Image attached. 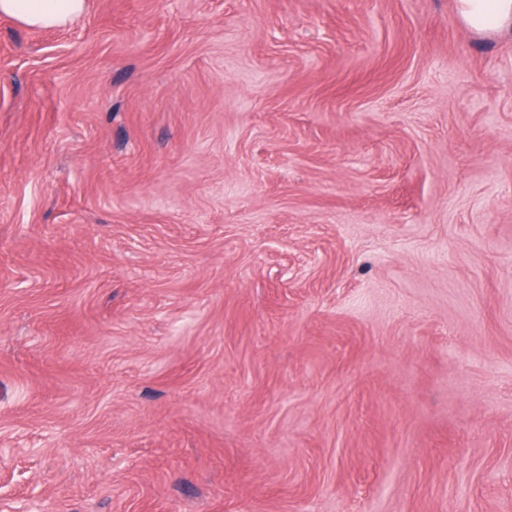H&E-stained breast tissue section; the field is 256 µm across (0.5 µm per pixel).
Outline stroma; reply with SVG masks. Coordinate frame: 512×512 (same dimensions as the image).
I'll return each mask as SVG.
<instances>
[{
	"instance_id": "35a3bbf8",
	"label": "stroma",
	"mask_w": 512,
	"mask_h": 512,
	"mask_svg": "<svg viewBox=\"0 0 512 512\" xmlns=\"http://www.w3.org/2000/svg\"><path fill=\"white\" fill-rule=\"evenodd\" d=\"M512 512V37L456 0L0 15V512Z\"/></svg>"
}]
</instances>
